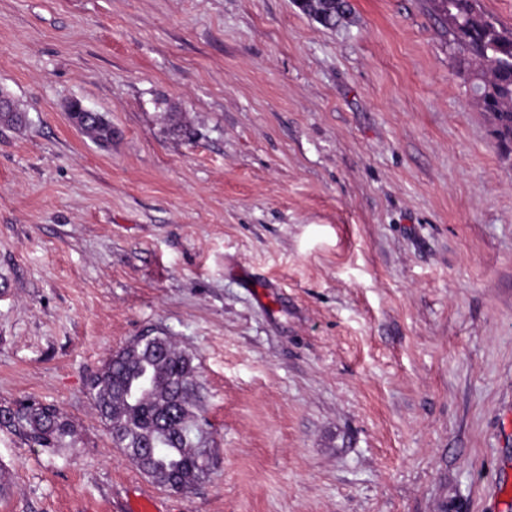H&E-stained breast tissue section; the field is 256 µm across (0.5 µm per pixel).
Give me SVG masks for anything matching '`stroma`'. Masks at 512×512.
Segmentation results:
<instances>
[{
    "instance_id": "35a3bbf8",
    "label": "stroma",
    "mask_w": 512,
    "mask_h": 512,
    "mask_svg": "<svg viewBox=\"0 0 512 512\" xmlns=\"http://www.w3.org/2000/svg\"><path fill=\"white\" fill-rule=\"evenodd\" d=\"M0 0V512H512V163L426 0ZM73 99L112 123L79 133ZM192 355L207 476L166 490L87 379ZM300 9L315 22L327 27L324 21H331L332 26H338L345 18L348 10L343 0H301ZM102 116L104 118L98 122H82L81 115H77V118L80 120L78 121L79 130L94 143L104 146L112 143V124L104 115ZM9 430L40 448H67L74 425L55 406L19 400L0 407V429Z\"/></svg>"
}]
</instances>
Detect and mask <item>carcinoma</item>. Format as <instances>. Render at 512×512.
<instances>
[{
	"label": "carcinoma",
	"mask_w": 512,
	"mask_h": 512,
	"mask_svg": "<svg viewBox=\"0 0 512 512\" xmlns=\"http://www.w3.org/2000/svg\"><path fill=\"white\" fill-rule=\"evenodd\" d=\"M448 44L457 48L455 67L469 84L473 103L489 124L500 156L512 150V28L485 12L479 0H433ZM315 22L339 25L345 0H301ZM99 145L112 143V124L79 122ZM197 372L189 354L167 336L143 338L111 354L89 380V393L112 441L155 483L171 488L207 474L205 431L195 412ZM40 448H66L74 425L56 407L19 400L0 407V429Z\"/></svg>",
	"instance_id": "obj_1"
}]
</instances>
